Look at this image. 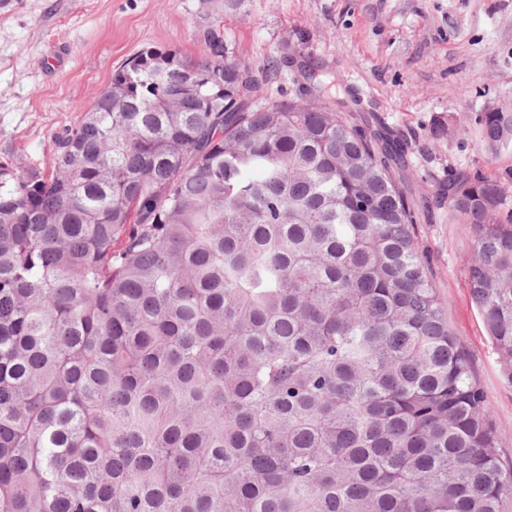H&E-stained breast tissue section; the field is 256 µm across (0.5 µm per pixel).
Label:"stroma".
<instances>
[{"instance_id": "1", "label": "stroma", "mask_w": 512, "mask_h": 512, "mask_svg": "<svg viewBox=\"0 0 512 512\" xmlns=\"http://www.w3.org/2000/svg\"><path fill=\"white\" fill-rule=\"evenodd\" d=\"M217 18L237 59L280 60L266 97L297 91L285 57L319 61L369 121L411 141L406 189L432 203L414 226L423 260L511 463L512 384L470 297L468 229L433 200L461 168L512 178V152L491 153L471 121L512 111V0H0V162L49 166L113 70L149 45L195 54ZM439 125L454 137L433 141Z\"/></svg>"}]
</instances>
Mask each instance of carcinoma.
I'll list each match as a JSON object with an SVG mask.
<instances>
[{
  "mask_svg": "<svg viewBox=\"0 0 512 512\" xmlns=\"http://www.w3.org/2000/svg\"><path fill=\"white\" fill-rule=\"evenodd\" d=\"M212 29L145 47L0 163V512H500L512 466L413 232L401 161L341 78ZM512 150V112L474 119ZM508 184L448 178L512 383ZM289 65L281 63L277 72L265 84L264 92L268 99H286L297 92L296 72Z\"/></svg>",
  "mask_w": 512,
  "mask_h": 512,
  "instance_id": "obj_1",
  "label": "carcinoma"
}]
</instances>
